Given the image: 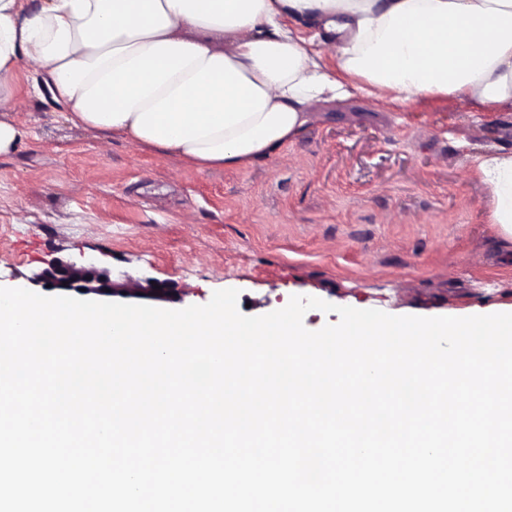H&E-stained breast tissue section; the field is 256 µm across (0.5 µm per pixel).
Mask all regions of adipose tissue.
Wrapping results in <instances>:
<instances>
[{
	"label": "adipose tissue",
	"mask_w": 512,
	"mask_h": 512,
	"mask_svg": "<svg viewBox=\"0 0 512 512\" xmlns=\"http://www.w3.org/2000/svg\"><path fill=\"white\" fill-rule=\"evenodd\" d=\"M319 29L330 70L287 20ZM66 119L183 168L274 156L316 103H512V0H0V155L27 133L21 72ZM491 223L512 245V150L474 155Z\"/></svg>",
	"instance_id": "ef3b65f1"
}]
</instances>
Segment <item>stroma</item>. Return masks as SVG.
<instances>
[{
	"label": "stroma",
	"instance_id": "obj_1",
	"mask_svg": "<svg viewBox=\"0 0 512 512\" xmlns=\"http://www.w3.org/2000/svg\"><path fill=\"white\" fill-rule=\"evenodd\" d=\"M22 106L28 134L0 155V287L46 296L51 263L91 258L110 277L166 283V309L227 288L249 316L295 295L395 316L512 305V249L468 174L472 155L512 148L511 103L357 94L315 106L280 155L207 173L105 142L50 98Z\"/></svg>",
	"mask_w": 512,
	"mask_h": 512
}]
</instances>
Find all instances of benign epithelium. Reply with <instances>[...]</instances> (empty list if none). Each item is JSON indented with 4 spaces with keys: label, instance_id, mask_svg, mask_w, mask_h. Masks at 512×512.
<instances>
[{
    "label": "benign epithelium",
    "instance_id": "1",
    "mask_svg": "<svg viewBox=\"0 0 512 512\" xmlns=\"http://www.w3.org/2000/svg\"><path fill=\"white\" fill-rule=\"evenodd\" d=\"M42 278L51 287L65 291H74L83 296H109V297H135L152 300L167 298L170 289L166 284L157 281H146V284H137V287H129V282H115L102 277L93 266L92 261H87V266L77 268L72 264L62 261L53 262L45 270Z\"/></svg>",
    "mask_w": 512,
    "mask_h": 512
}]
</instances>
